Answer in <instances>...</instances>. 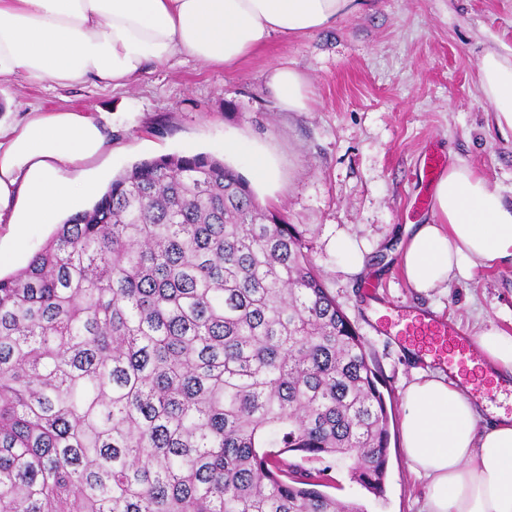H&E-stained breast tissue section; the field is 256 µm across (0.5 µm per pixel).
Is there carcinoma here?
<instances>
[{
	"label": "carcinoma",
	"instance_id": "obj_1",
	"mask_svg": "<svg viewBox=\"0 0 512 512\" xmlns=\"http://www.w3.org/2000/svg\"><path fill=\"white\" fill-rule=\"evenodd\" d=\"M307 228L204 153L139 161L0 278V512H364L389 412Z\"/></svg>",
	"mask_w": 512,
	"mask_h": 512
}]
</instances>
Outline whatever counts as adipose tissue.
I'll return each mask as SVG.
<instances>
[{
	"mask_svg": "<svg viewBox=\"0 0 512 512\" xmlns=\"http://www.w3.org/2000/svg\"><path fill=\"white\" fill-rule=\"evenodd\" d=\"M364 0H0V76L70 87L92 80L127 86L150 64L182 55L233 67L275 35L326 29ZM480 88L500 130L512 131V57L486 52ZM281 108L309 111L312 90L301 72L268 71ZM112 130L85 112H27L0 121V224L23 236L53 224L76 199L100 193L76 171L110 145ZM432 222L417 225L399 255L407 286L436 290L476 270L512 263V204L498 186L453 162L433 186ZM474 341L497 380L512 381V335L481 327ZM402 448L429 493L424 512H512V416L484 421L459 377L420 373L403 392Z\"/></svg>",
	"mask_w": 512,
	"mask_h": 512,
	"instance_id": "1",
	"label": "adipose tissue"
}]
</instances>
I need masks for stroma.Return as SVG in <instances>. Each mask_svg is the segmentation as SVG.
Returning <instances> with one entry per match:
<instances>
[{"label":"stroma","mask_w":512,"mask_h":512,"mask_svg":"<svg viewBox=\"0 0 512 512\" xmlns=\"http://www.w3.org/2000/svg\"><path fill=\"white\" fill-rule=\"evenodd\" d=\"M489 50L512 56V0H368L330 28L274 36L233 69L178 55L116 89L0 79V119L41 107L87 112L107 123L111 148L83 167L84 176L105 186L138 161L189 150L222 159L247 179L244 162L225 155V141L241 139L268 152L283 181L252 190L287 223L313 231V262L364 338L391 404L383 496L366 491L343 466L290 453L283 459L322 472L325 493L366 512H420L426 487L401 449L402 395L416 374L439 364L410 357L386 331L385 318L411 307L467 337L488 323L512 334L511 263L426 295L408 288L398 264L408 226L433 220L424 203L431 182L421 175L426 154L469 165L512 202V132L496 127L477 75V61ZM275 64L307 77L310 111L280 109L266 85ZM340 228L367 248L360 273L347 272L330 246ZM53 231L33 225L18 240L4 224L0 248L21 268Z\"/></svg>","instance_id":"stroma-1"}]
</instances>
